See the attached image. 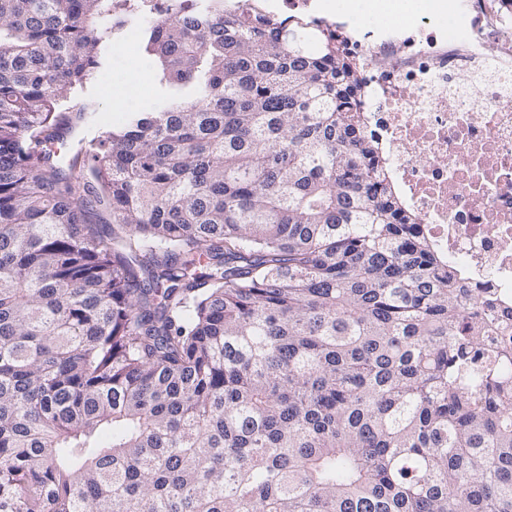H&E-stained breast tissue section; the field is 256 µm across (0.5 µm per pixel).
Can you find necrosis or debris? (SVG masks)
<instances>
[{
  "mask_svg": "<svg viewBox=\"0 0 512 512\" xmlns=\"http://www.w3.org/2000/svg\"><path fill=\"white\" fill-rule=\"evenodd\" d=\"M335 34L360 67L362 116L434 247L512 310V9L453 0L378 40Z\"/></svg>",
  "mask_w": 512,
  "mask_h": 512,
  "instance_id": "necrosis-or-debris-1",
  "label": "necrosis or debris"
}]
</instances>
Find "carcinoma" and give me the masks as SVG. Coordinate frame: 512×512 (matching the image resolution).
Instances as JSON below:
<instances>
[{
    "label": "carcinoma",
    "mask_w": 512,
    "mask_h": 512,
    "mask_svg": "<svg viewBox=\"0 0 512 512\" xmlns=\"http://www.w3.org/2000/svg\"><path fill=\"white\" fill-rule=\"evenodd\" d=\"M135 16L173 92L60 157ZM361 92L314 18L0 0V512H512L506 322Z\"/></svg>",
    "instance_id": "obj_1"
}]
</instances>
